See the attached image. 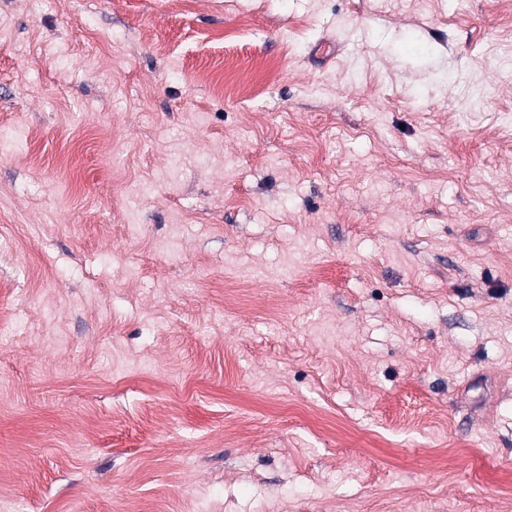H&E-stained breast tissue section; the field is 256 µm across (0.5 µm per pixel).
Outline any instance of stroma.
<instances>
[{"label":"stroma","instance_id":"obj_1","mask_svg":"<svg viewBox=\"0 0 512 512\" xmlns=\"http://www.w3.org/2000/svg\"><path fill=\"white\" fill-rule=\"evenodd\" d=\"M0 23V512H512L506 0Z\"/></svg>","mask_w":512,"mask_h":512}]
</instances>
